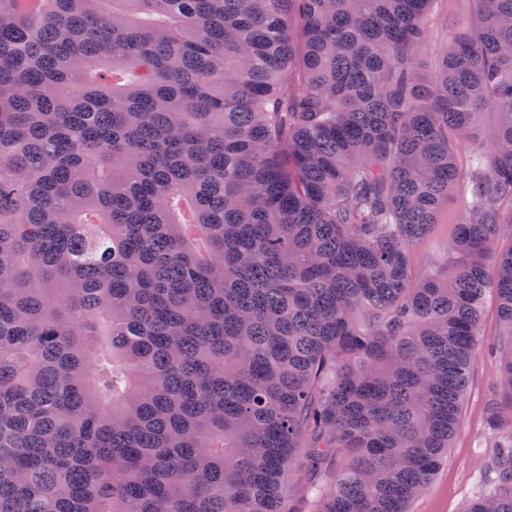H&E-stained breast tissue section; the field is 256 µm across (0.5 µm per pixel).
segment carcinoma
<instances>
[{"instance_id":"cac0c4a2","label":"carcinoma","mask_w":512,"mask_h":512,"mask_svg":"<svg viewBox=\"0 0 512 512\" xmlns=\"http://www.w3.org/2000/svg\"><path fill=\"white\" fill-rule=\"evenodd\" d=\"M0 0V512H408L501 329L512 0ZM443 281L412 253L448 196ZM500 320L498 314V304L493 294H488L485 299L483 317H482V330L485 336L484 339H492L495 337L499 330Z\"/></svg>"}]
</instances>
